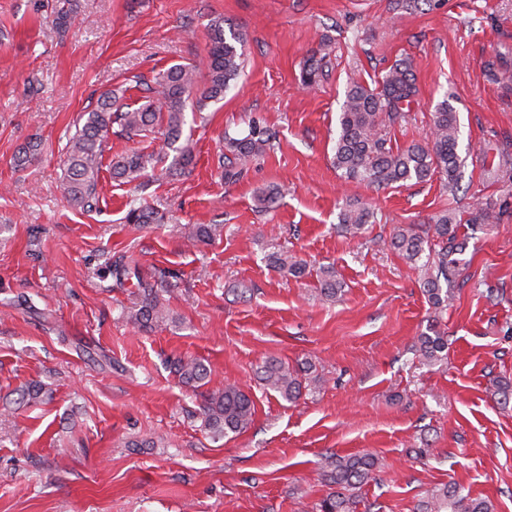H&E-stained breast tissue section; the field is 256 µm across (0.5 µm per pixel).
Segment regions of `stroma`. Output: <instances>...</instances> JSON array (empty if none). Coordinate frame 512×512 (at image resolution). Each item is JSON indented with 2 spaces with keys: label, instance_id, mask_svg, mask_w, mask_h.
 Listing matches in <instances>:
<instances>
[{
  "label": "stroma",
  "instance_id": "obj_1",
  "mask_svg": "<svg viewBox=\"0 0 512 512\" xmlns=\"http://www.w3.org/2000/svg\"><path fill=\"white\" fill-rule=\"evenodd\" d=\"M68 3L0 0V512H312L329 491L325 456L365 452L380 471L358 512H417L449 482L512 512V406L490 395L512 378V213L468 238L440 311L390 246L396 228L444 210L512 201V181L488 174L512 154V83L485 75L495 57L512 66V0H438L399 17L391 0H78L61 35ZM217 18L244 33L246 65L197 113L192 172L160 184L150 169L124 184L106 176L99 211L70 207L62 149L78 115L107 90L141 101L175 63L205 74ZM325 34L328 75L303 90ZM405 56L420 94L389 137L423 142L449 101L467 158L455 189L435 176L378 190L332 164L350 80L373 85ZM255 118L275 146L224 182V137ZM33 138L38 158L15 169ZM271 185L278 206L258 211ZM349 201L375 212L357 238L337 229ZM143 204L164 223H126ZM198 224L214 226L210 242L193 238ZM282 250L311 275L273 269ZM117 256L162 275L177 325L144 332L127 320L136 293L114 287ZM323 265L345 283L333 303L318 292ZM434 322L448 358L427 367L410 347ZM180 357L209 367L210 388L251 395L247 431L207 435L199 398L170 366ZM270 357L310 362L319 385L293 403L265 390L258 368ZM35 381L44 396L21 404Z\"/></svg>",
  "mask_w": 512,
  "mask_h": 512
}]
</instances>
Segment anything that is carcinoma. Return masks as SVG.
Segmentation results:
<instances>
[{
    "label": "carcinoma",
    "mask_w": 512,
    "mask_h": 512,
    "mask_svg": "<svg viewBox=\"0 0 512 512\" xmlns=\"http://www.w3.org/2000/svg\"><path fill=\"white\" fill-rule=\"evenodd\" d=\"M331 38H321L319 50L306 61L300 74L302 87L312 89L324 77L325 57L320 52L330 45ZM245 63L243 34L225 21L211 24L208 72L198 81L194 67L174 64L158 72L150 96L142 103L121 104L106 92L95 108L81 113L76 119V131L65 144L64 179L67 200L71 206L84 212L99 209L98 191L103 168L106 139L113 125H118L131 138L160 125L165 131L164 149L158 154L133 152L112 160V178L122 183L141 176L147 166L160 167L159 178L182 175L194 160L190 137L184 136L186 108L189 99H195L197 109L224 99L230 83L238 78ZM419 89L411 64L399 60L392 64L373 87L359 82L349 85L334 147L332 163L348 181L366 182L379 188L390 187L410 180L423 181L435 174L444 177L448 188L457 185L465 159L459 153V120L448 100L437 104L426 141L406 148L395 147L387 138V128L405 118V109L417 100ZM275 133L259 121H252L248 133L242 137L224 136V152L219 158L224 181L239 180L256 158L273 147ZM39 143L30 142L14 156L18 168L26 167L38 154ZM503 207L491 201L472 205L463 219L453 212L443 211L433 223L423 228L414 224L397 229L391 245L409 264L422 273L423 291L436 310L448 305L451 285L460 272L463 242L459 241L458 227L494 224L501 220ZM373 212L364 205L349 204L339 215V224L352 237L360 236L372 223ZM125 221L128 224H160L163 216L149 206L132 207ZM270 265L296 278L309 273L306 263L286 252L274 253ZM112 274L123 286L136 280L137 302L127 313V319L140 330L148 332L157 326L175 322L164 303L163 279L145 278L138 268L125 263L123 258L112 261ZM320 296L334 302L343 284L336 278L334 268L322 267L317 272ZM415 357L422 364L432 366L446 358L448 339L430 324L413 345ZM176 370L186 385L195 389L209 383L210 370L197 360H180ZM309 367H290L268 359L261 366L263 386L278 393L284 400L300 398L303 389L318 385L320 379L308 377ZM491 396L497 403L512 402V379L502 377L495 381ZM204 428L215 440L230 434H240L253 422L255 405L250 395L235 383L202 394L199 407ZM380 465L370 453L325 457L324 473L331 491L316 504V512H357L361 490L376 480ZM421 512H494L493 505L484 498H473L454 484H444L431 490L420 504Z\"/></svg>",
    "instance_id": "carcinoma-1"
}]
</instances>
